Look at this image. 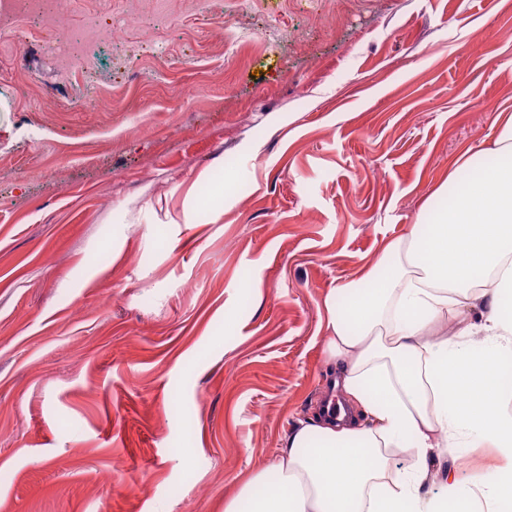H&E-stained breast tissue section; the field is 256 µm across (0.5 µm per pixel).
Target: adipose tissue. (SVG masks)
<instances>
[{
  "mask_svg": "<svg viewBox=\"0 0 512 512\" xmlns=\"http://www.w3.org/2000/svg\"><path fill=\"white\" fill-rule=\"evenodd\" d=\"M495 122V165L460 154L435 222L332 293L323 354L352 420H296L224 512H512V114ZM463 433L494 449L491 473L436 467Z\"/></svg>",
  "mask_w": 512,
  "mask_h": 512,
  "instance_id": "ef3b65f1",
  "label": "adipose tissue"
}]
</instances>
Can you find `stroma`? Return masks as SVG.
I'll return each instance as SVG.
<instances>
[{
    "mask_svg": "<svg viewBox=\"0 0 512 512\" xmlns=\"http://www.w3.org/2000/svg\"><path fill=\"white\" fill-rule=\"evenodd\" d=\"M62 13L144 26L0 41V512H224L327 396L331 290L512 114V0ZM97 25L94 16L88 15L83 27L78 31L64 25L50 26L45 23L41 24V28L46 36L47 48L63 51L69 63L76 65L81 60L83 48L97 40Z\"/></svg>",
    "mask_w": 512,
    "mask_h": 512,
    "instance_id": "obj_1",
    "label": "stroma"
}]
</instances>
